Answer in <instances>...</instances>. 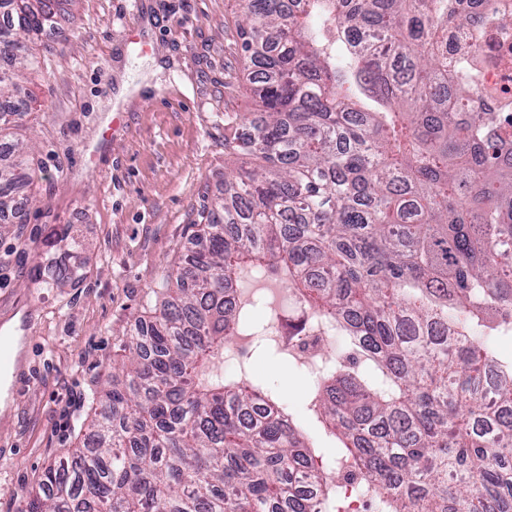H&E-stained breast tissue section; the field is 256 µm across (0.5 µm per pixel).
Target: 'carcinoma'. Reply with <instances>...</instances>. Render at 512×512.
<instances>
[{
    "label": "carcinoma",
    "instance_id": "carcinoma-1",
    "mask_svg": "<svg viewBox=\"0 0 512 512\" xmlns=\"http://www.w3.org/2000/svg\"><path fill=\"white\" fill-rule=\"evenodd\" d=\"M239 0L237 31L259 115L229 154L219 221L160 303L122 332L112 387L92 394L77 446L48 465L24 512H338L341 480L380 488L379 512H512V131L448 80L452 0ZM51 0H0V224L18 209L30 147L12 132L34 99V42ZM55 228L43 288L86 263ZM278 277L306 323L257 327L234 285ZM327 329L348 339L307 395V418L339 440L327 481L309 440L251 372L224 373L237 338L286 344Z\"/></svg>",
    "mask_w": 512,
    "mask_h": 512
}]
</instances>
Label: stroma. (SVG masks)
<instances>
[{
	"mask_svg": "<svg viewBox=\"0 0 512 512\" xmlns=\"http://www.w3.org/2000/svg\"><path fill=\"white\" fill-rule=\"evenodd\" d=\"M235 0H59L21 86L36 100L21 138L41 169L22 181L0 234V328L25 335L17 395L0 399V512H23L46 466L77 444L120 334L192 248L191 226L224 192V116L254 111ZM139 40L126 42V29ZM126 127L102 145L121 83ZM68 225L88 273L64 289L33 280L51 227ZM260 381L305 416V368L260 349Z\"/></svg>",
	"mask_w": 512,
	"mask_h": 512,
	"instance_id": "stroma-1",
	"label": "stroma"
}]
</instances>
